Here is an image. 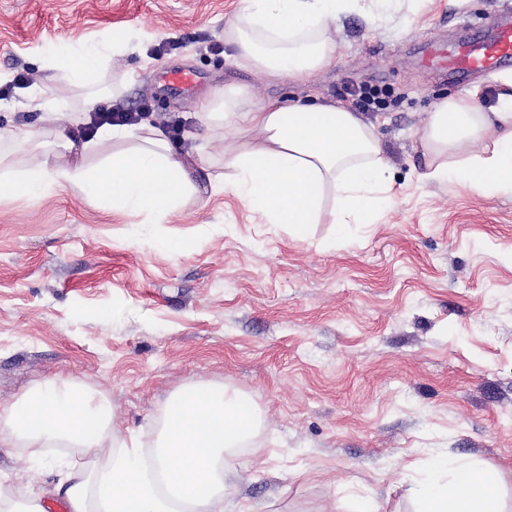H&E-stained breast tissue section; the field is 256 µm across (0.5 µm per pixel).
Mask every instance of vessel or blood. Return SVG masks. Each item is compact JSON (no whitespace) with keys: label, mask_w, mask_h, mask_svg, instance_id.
I'll use <instances>...</instances> for the list:
<instances>
[{"label":"vessel or blood","mask_w":512,"mask_h":512,"mask_svg":"<svg viewBox=\"0 0 512 512\" xmlns=\"http://www.w3.org/2000/svg\"><path fill=\"white\" fill-rule=\"evenodd\" d=\"M512 62V20L502 19L487 33L465 39L449 54L446 72L463 83L478 71H491Z\"/></svg>","instance_id":"b4317fda"}]
</instances>
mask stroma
Instances as JSON below:
<instances>
[{"label": "stroma", "instance_id": "obj_1", "mask_svg": "<svg viewBox=\"0 0 512 512\" xmlns=\"http://www.w3.org/2000/svg\"><path fill=\"white\" fill-rule=\"evenodd\" d=\"M245 6L0 0V132L46 125L12 87L16 71L69 97L54 52L108 41V82L131 78L122 102L185 118L176 150L195 162L197 187L161 224L72 189L0 201V405L68 381L110 402L119 434L148 437L175 392L221 386L266 417L228 475L247 512H350L357 494L410 512L413 479L448 458L508 469L512 512V192L419 181L421 127L461 89L422 48L482 32L512 0H365L328 24L335 66L304 80L233 64L224 28ZM177 68L197 75L188 91L164 79ZM230 86L257 104H351V89L376 90L384 103L366 117L391 169L388 205L297 238L231 188L213 191L236 134L207 129L199 112ZM184 238L194 245L180 255L162 245ZM80 461L73 448L0 447V492L54 503Z\"/></svg>", "mask_w": 512, "mask_h": 512}]
</instances>
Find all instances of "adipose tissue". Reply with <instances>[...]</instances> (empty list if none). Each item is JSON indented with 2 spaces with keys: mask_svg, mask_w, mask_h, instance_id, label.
Returning a JSON list of instances; mask_svg holds the SVG:
<instances>
[{
  "mask_svg": "<svg viewBox=\"0 0 512 512\" xmlns=\"http://www.w3.org/2000/svg\"><path fill=\"white\" fill-rule=\"evenodd\" d=\"M362 0H246L240 17L224 29L237 66L276 79H303L331 67L339 48L327 34L336 16L358 12ZM111 56L57 55L53 66L75 89L102 82ZM32 110L45 113L46 128L0 133V200L38 199L53 189H78L90 202L120 216H148L162 223L195 192L192 170L152 127L103 126L81 145L82 157L59 158L72 149L70 127L57 113L78 112L71 99L27 94ZM205 124L234 125L243 139L224 147L226 179L241 203L295 237L311 225L359 224L379 209L390 184L384 147L372 122L344 104L253 103L241 90L225 89L201 112ZM427 157L420 179L456 181L489 196L512 189V74L502 75L494 105L483 107L478 88L434 104L423 128ZM265 425L257 409L244 410L240 394L193 385L174 394L153 442L157 476L143 469L144 444L116 439L108 402L84 388L48 382L0 407V447H72L84 465L57 496L69 512H233L227 473L237 450ZM117 440V439H116ZM504 474L471 465L434 463L413 491V512H506Z\"/></svg>",
  "mask_w": 512,
  "mask_h": 512,
  "instance_id": "obj_1",
  "label": "adipose tissue"
}]
</instances>
